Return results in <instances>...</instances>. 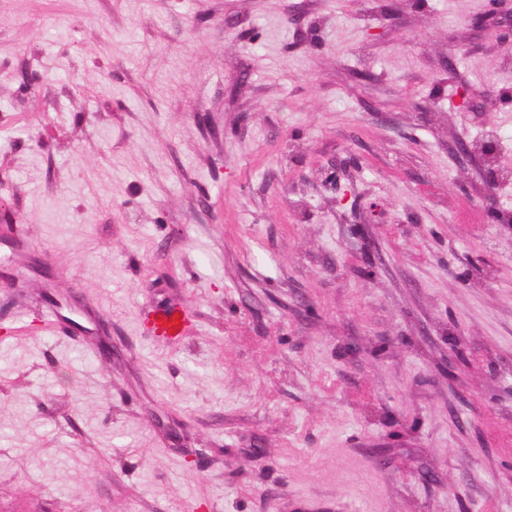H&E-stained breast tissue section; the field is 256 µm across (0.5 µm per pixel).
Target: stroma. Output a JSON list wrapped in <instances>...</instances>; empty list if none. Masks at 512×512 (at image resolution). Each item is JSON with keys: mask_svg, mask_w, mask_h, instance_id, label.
Returning <instances> with one entry per match:
<instances>
[{"mask_svg": "<svg viewBox=\"0 0 512 512\" xmlns=\"http://www.w3.org/2000/svg\"><path fill=\"white\" fill-rule=\"evenodd\" d=\"M381 4L0 0V512H512V17Z\"/></svg>", "mask_w": 512, "mask_h": 512, "instance_id": "35a3bbf8", "label": "stroma"}]
</instances>
